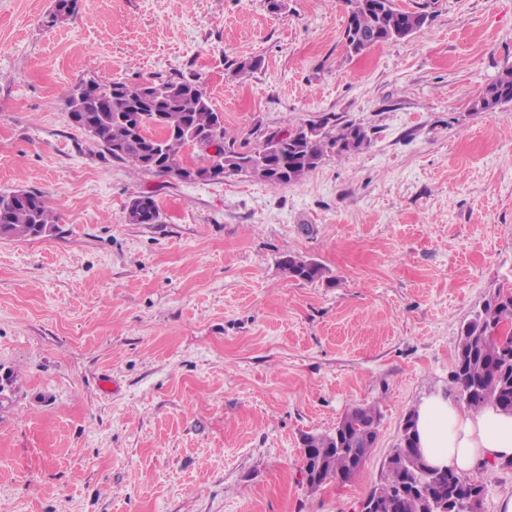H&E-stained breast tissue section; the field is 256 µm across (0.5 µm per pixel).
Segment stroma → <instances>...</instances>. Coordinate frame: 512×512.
Here are the masks:
<instances>
[{
    "mask_svg": "<svg viewBox=\"0 0 512 512\" xmlns=\"http://www.w3.org/2000/svg\"><path fill=\"white\" fill-rule=\"evenodd\" d=\"M0 0V192L47 236L0 238V512H357L405 417L446 390L462 324L512 285V0H394L416 34L347 54L344 0ZM261 70L230 76L232 61ZM195 80L243 138L333 114L364 149L278 188L118 162L65 98ZM150 194L161 218L130 224ZM287 254L328 280L288 278ZM376 406L359 472L310 490L301 438ZM512 102V68L504 70L499 77L488 84L474 102L476 112L495 114L501 105ZM58 218L43 195L31 190L0 192V237L28 239L51 233Z\"/></svg>",
    "mask_w": 512,
    "mask_h": 512,
    "instance_id": "obj_1",
    "label": "stroma"
}]
</instances>
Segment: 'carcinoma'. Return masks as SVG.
I'll return each mask as SVG.
<instances>
[{
  "mask_svg": "<svg viewBox=\"0 0 512 512\" xmlns=\"http://www.w3.org/2000/svg\"><path fill=\"white\" fill-rule=\"evenodd\" d=\"M78 0H55L50 22L61 14L70 17ZM349 5L343 37L349 53L359 55L377 46L405 39L427 24L424 12L400 10L394 0H346ZM91 90L78 94L73 87L66 105L73 123L96 139L115 160L142 170L185 180L184 153L202 139L215 138L219 151L206 155L200 169L211 178L248 176L280 187L300 181L332 153L343 156L367 146L371 137L361 124L340 117H322L278 138L264 131L257 140H238L227 135L224 116L195 81L169 77L128 85L124 82L82 81ZM512 102V68L488 84L474 102L477 112H498ZM144 204L141 224L160 217L155 200L134 198L128 208ZM58 218L47 207L43 195L31 190L0 192V237L28 239L49 234ZM288 277L305 282L326 278L321 264L300 255L280 260ZM512 324V287L496 289L481 310L463 324L459 332L454 367L448 385L457 390L470 409L493 405L512 413V336L499 329ZM380 413L374 406L351 408L331 431L305 434L301 438L300 470L322 457L317 477L307 483L315 490L332 479H352L365 463L378 439ZM476 477L451 469L429 468L418 451L413 416L407 415L401 436L392 449L386 473L370 497L380 512H428V495L448 498V512H483V501L469 500Z\"/></svg>",
  "mask_w": 512,
  "mask_h": 512,
  "instance_id": "cac0c4a2",
  "label": "carcinoma"
}]
</instances>
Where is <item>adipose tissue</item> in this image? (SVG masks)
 <instances>
[{
  "instance_id": "obj_1",
  "label": "adipose tissue",
  "mask_w": 512,
  "mask_h": 512,
  "mask_svg": "<svg viewBox=\"0 0 512 512\" xmlns=\"http://www.w3.org/2000/svg\"><path fill=\"white\" fill-rule=\"evenodd\" d=\"M414 427L432 465L473 472L512 460V414L495 406L471 411L444 394H432L415 409Z\"/></svg>"
}]
</instances>
